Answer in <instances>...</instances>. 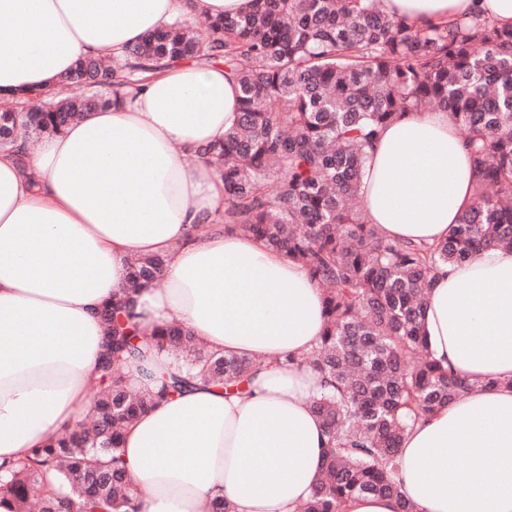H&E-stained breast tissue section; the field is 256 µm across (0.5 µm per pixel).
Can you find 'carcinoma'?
Returning <instances> with one entry per match:
<instances>
[{"instance_id": "cac0c4a2", "label": "carcinoma", "mask_w": 512, "mask_h": 512, "mask_svg": "<svg viewBox=\"0 0 512 512\" xmlns=\"http://www.w3.org/2000/svg\"><path fill=\"white\" fill-rule=\"evenodd\" d=\"M186 58L223 63L240 90L236 126L198 149L224 182V226L306 266L323 289L320 342L283 359L312 367L329 387L308 400L327 440L297 512H338L360 494L413 512L398 480L402 439L473 388L429 350L427 289L441 264L512 248V27L479 16L419 27L383 0H246L221 18L183 14L108 67L78 59L58 78L67 98L36 112L1 109L0 149L53 136ZM431 106L448 112L469 151L473 194L443 239L391 240L355 207L367 149L387 124ZM164 264L161 255L128 261L122 295L100 307L112 345L89 409L27 458L0 464L5 512H140L123 429L200 381L242 393L264 369L207 351L177 321L138 338L132 317L118 312ZM162 353L176 366L153 375L155 389H131L125 367Z\"/></svg>"}]
</instances>
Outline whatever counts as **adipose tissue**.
Wrapping results in <instances>:
<instances>
[{"instance_id": "adipose-tissue-1", "label": "adipose tissue", "mask_w": 512, "mask_h": 512, "mask_svg": "<svg viewBox=\"0 0 512 512\" xmlns=\"http://www.w3.org/2000/svg\"><path fill=\"white\" fill-rule=\"evenodd\" d=\"M246 0H0V105L24 92L61 98L78 58L103 60L194 7L202 17ZM419 25L480 13L512 24V0H384ZM222 65L172 64L111 106L27 149L0 151V462L24 458L73 427L100 374L97 308L125 286V264L159 254L160 285L139 290L133 320L149 334L182 322L207 350L266 367L249 393L198 385L140 415L124 455L141 512H294L316 481L326 442L308 399L320 387L284 356L314 348L323 292L302 265L225 228L224 184L197 148L238 119ZM472 166L446 112H412L368 151L362 206L402 241L435 242L468 205ZM210 232H194L203 216ZM425 332L445 367L475 385L409 431L398 477L416 512H512V249L443 264L427 294ZM501 380L486 389L488 378Z\"/></svg>"}]
</instances>
